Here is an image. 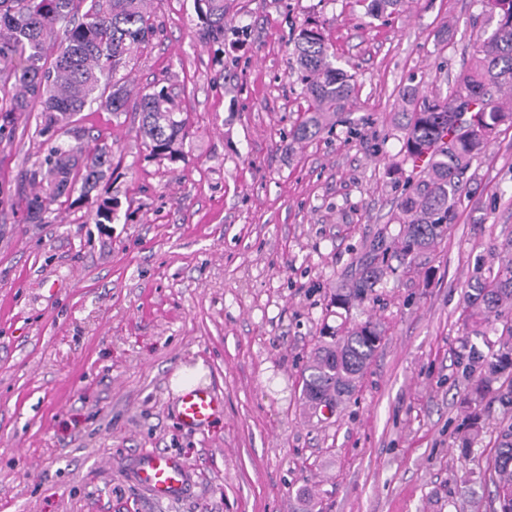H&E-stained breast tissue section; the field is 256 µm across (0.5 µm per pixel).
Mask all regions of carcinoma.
Masks as SVG:
<instances>
[{
    "label": "carcinoma",
    "instance_id": "obj_1",
    "mask_svg": "<svg viewBox=\"0 0 512 512\" xmlns=\"http://www.w3.org/2000/svg\"><path fill=\"white\" fill-rule=\"evenodd\" d=\"M402 0H367L370 16L394 12ZM200 36L224 41V0H196ZM486 36L474 49L467 72L445 99L419 97L406 90L407 109L395 113L402 134L401 162L421 168L417 181L398 201L397 213L382 225L357 259L354 275L336 288L332 304L350 311L373 295L389 276L412 268L431 251L455 220L458 197L475 178L473 161L512 127V0H483ZM152 31L145 0H0V133H13L19 115L41 112L43 152L29 171L38 189L24 197L29 219L40 222L62 196L98 191L95 223H112V197L104 183L112 167V146L92 138L74 117L92 104L114 114L129 104L121 68L148 41ZM297 78L308 107L292 130L297 141L333 129L358 92L355 76L337 66L326 34L303 28L294 43ZM144 144L155 157H179L189 135L174 96L165 89L142 94L135 103ZM397 228L392 230L390 225ZM464 325L483 336L496 321L507 337L502 350L486 359L474 347L468 365L483 369L472 396L479 402L499 381V402L512 408V239L502 244L497 265L469 284L461 309ZM302 374V399L312 408H333L352 394L385 333L367 320L338 333L328 328ZM496 487L498 512H512V422L500 428L488 465Z\"/></svg>",
    "mask_w": 512,
    "mask_h": 512
}]
</instances>
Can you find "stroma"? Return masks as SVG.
<instances>
[{"label": "stroma", "instance_id": "obj_1", "mask_svg": "<svg viewBox=\"0 0 512 512\" xmlns=\"http://www.w3.org/2000/svg\"><path fill=\"white\" fill-rule=\"evenodd\" d=\"M147 10L129 87L168 88L190 135L181 160H158L135 108L78 114L117 160L110 228L66 199L28 221L37 113L0 137V512H497L486 463L512 415L492 391L469 403L464 366L468 345L488 355L500 337L469 336L460 313L512 238V127L474 161L433 251L351 311L330 302L417 180L388 172L403 91L448 96L483 37L481 0L375 19L357 0H224L219 44L201 40L195 0ZM309 21L360 89L332 132L296 141L293 40ZM369 319L385 339L320 418L301 396L319 332ZM199 364L224 403L201 433L179 425L171 387ZM475 414L484 433L465 449ZM146 448L193 468L183 499L153 503L125 478Z\"/></svg>", "mask_w": 512, "mask_h": 512}]
</instances>
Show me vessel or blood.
Masks as SVG:
<instances>
[{"instance_id":"obj_1","label":"vessel or blood","mask_w":512,"mask_h":512,"mask_svg":"<svg viewBox=\"0 0 512 512\" xmlns=\"http://www.w3.org/2000/svg\"><path fill=\"white\" fill-rule=\"evenodd\" d=\"M221 400L212 389L193 386L179 396L177 418L191 431L204 430L219 410ZM131 482L156 502L174 501L193 482V470L181 457L153 449L142 450L129 468Z\"/></svg>"}]
</instances>
